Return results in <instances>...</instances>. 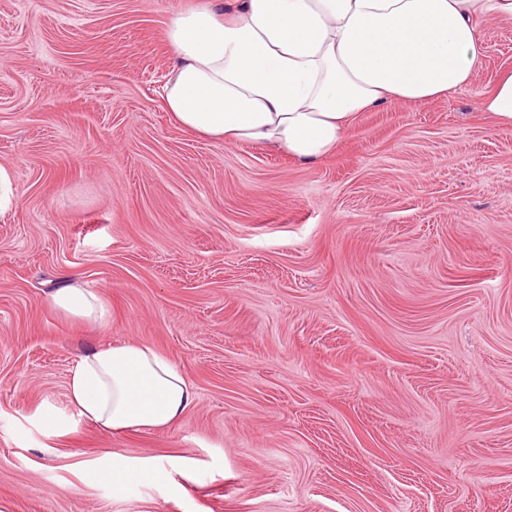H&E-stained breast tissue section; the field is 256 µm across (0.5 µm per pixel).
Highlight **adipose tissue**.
Listing matches in <instances>:
<instances>
[{"instance_id":"obj_1","label":"adipose tissue","mask_w":512,"mask_h":512,"mask_svg":"<svg viewBox=\"0 0 512 512\" xmlns=\"http://www.w3.org/2000/svg\"><path fill=\"white\" fill-rule=\"evenodd\" d=\"M213 0L174 15L164 106L183 130L248 142L301 162L331 154L359 113L442 98L470 83L478 21L512 19V0ZM50 308L88 322L101 293L63 278ZM70 405L108 434L178 421L195 394L152 346L87 350L70 372Z\"/></svg>"}]
</instances>
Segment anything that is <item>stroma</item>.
Returning <instances> with one entry per match:
<instances>
[{
  "mask_svg": "<svg viewBox=\"0 0 512 512\" xmlns=\"http://www.w3.org/2000/svg\"><path fill=\"white\" fill-rule=\"evenodd\" d=\"M201 2L0 0V512H512V129L480 107L512 20L305 164L165 110ZM63 276L104 323L47 306ZM126 341L193 386L171 427L73 413L77 358ZM116 455L160 479L115 491ZM18 203L14 171L7 165H0V218L13 212Z\"/></svg>",
  "mask_w": 512,
  "mask_h": 512,
  "instance_id": "35a3bbf8",
  "label": "stroma"
}]
</instances>
